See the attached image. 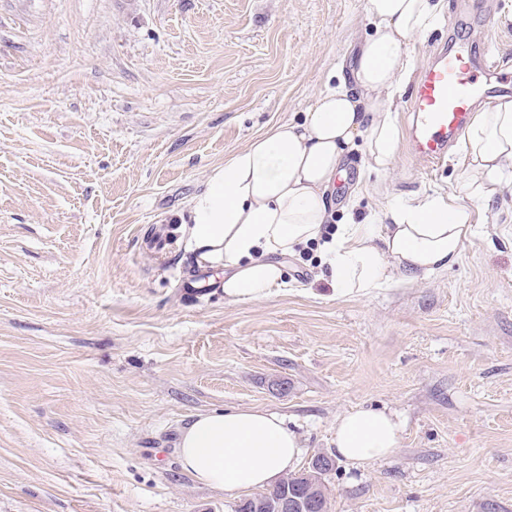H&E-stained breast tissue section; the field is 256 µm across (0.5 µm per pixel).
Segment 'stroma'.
<instances>
[{
  "label": "stroma",
  "mask_w": 512,
  "mask_h": 512,
  "mask_svg": "<svg viewBox=\"0 0 512 512\" xmlns=\"http://www.w3.org/2000/svg\"><path fill=\"white\" fill-rule=\"evenodd\" d=\"M367 0H0V512H234L177 443L200 413L283 415L301 456L392 414L389 458L337 461L330 512H512V194L475 204L448 271L338 294L316 246L260 301L199 298L188 236L148 249L208 173L303 120L369 34ZM512 55V0H444L412 45ZM337 223L463 196L400 142L389 193L348 152Z\"/></svg>",
  "instance_id": "stroma-1"
}]
</instances>
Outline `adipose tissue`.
Listing matches in <instances>:
<instances>
[{
	"label": "adipose tissue",
	"instance_id": "1",
	"mask_svg": "<svg viewBox=\"0 0 512 512\" xmlns=\"http://www.w3.org/2000/svg\"><path fill=\"white\" fill-rule=\"evenodd\" d=\"M443 0H367L371 34L351 75L315 98L303 121H284L213 168L189 207L190 244L224 270L227 302L258 300L285 286L283 260L319 243L336 290L371 294L450 269L473 233L476 202L512 191V98L474 112L460 146L466 202L417 194L391 206L383 225L349 222L332 235L329 190L344 155L361 148L366 174L391 170L400 140L393 102L411 79V43L430 31ZM400 427L382 410L336 420L337 454L354 464L393 455ZM299 435L277 413L236 408L197 414L181 432L178 456L195 483L234 497L274 485L296 469Z\"/></svg>",
	"mask_w": 512,
	"mask_h": 512
}]
</instances>
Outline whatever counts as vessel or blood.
I'll list each match as a JSON object with an SVG mask.
<instances>
[{
	"label": "vessel or blood",
	"mask_w": 512,
	"mask_h": 512,
	"mask_svg": "<svg viewBox=\"0 0 512 512\" xmlns=\"http://www.w3.org/2000/svg\"><path fill=\"white\" fill-rule=\"evenodd\" d=\"M511 85L512 59L497 58L489 50L478 56L464 44L437 50L408 101L412 155L431 166L443 163L475 106Z\"/></svg>",
	"instance_id": "b4317fda"
}]
</instances>
